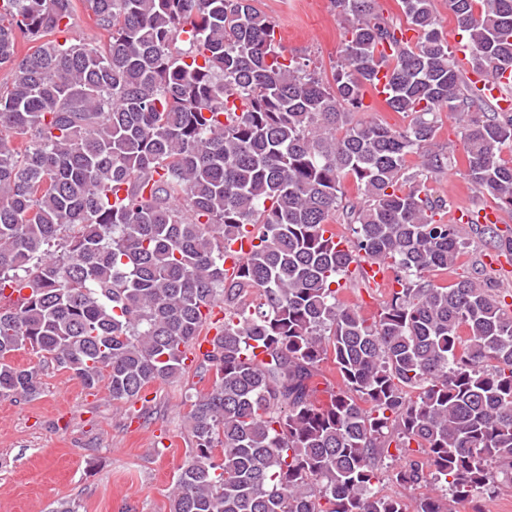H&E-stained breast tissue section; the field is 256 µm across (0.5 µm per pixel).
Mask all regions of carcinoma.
I'll list each match as a JSON object with an SVG mask.
<instances>
[{
    "mask_svg": "<svg viewBox=\"0 0 512 512\" xmlns=\"http://www.w3.org/2000/svg\"><path fill=\"white\" fill-rule=\"evenodd\" d=\"M86 2L103 49L59 39L73 0H0V395H39L12 363L26 348L133 404L190 359L213 383L169 512H407L379 488L388 460L425 489L415 512H484L512 484V303L430 278L480 215L435 220L425 177L458 164L446 112L464 175L512 212V105L483 87L512 68V0H448L466 69L434 0H400L403 25L331 0L348 21L331 86L257 0ZM381 70L402 127L356 119ZM367 265L395 284L372 321L335 288ZM328 361L342 388L322 401ZM446 112L443 113V124L441 130L439 131L438 143L440 146L446 147L450 150H454V152L460 156L463 153V143L461 141L460 134L453 122L452 119L448 118V114L446 116Z\"/></svg>",
    "mask_w": 512,
    "mask_h": 512,
    "instance_id": "obj_1",
    "label": "carcinoma"
}]
</instances>
